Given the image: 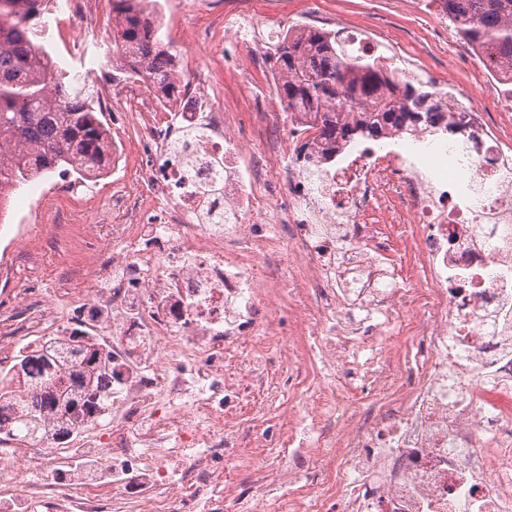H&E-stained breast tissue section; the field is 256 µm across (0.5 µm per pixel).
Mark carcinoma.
<instances>
[{
    "label": "carcinoma",
    "instance_id": "1",
    "mask_svg": "<svg viewBox=\"0 0 512 512\" xmlns=\"http://www.w3.org/2000/svg\"><path fill=\"white\" fill-rule=\"evenodd\" d=\"M49 0H0V210L12 190L60 167L103 173L112 159V136L90 105L88 89L49 70L51 52L36 19ZM112 80L143 75L166 99L180 93L176 51L161 37V19L145 0H113ZM464 43L512 57V0H442ZM277 95L286 112H304L318 128L325 150L358 138L376 139L389 131L434 126L441 116L430 105L432 86L395 81L374 57L354 56L336 36L320 29L287 31L272 55ZM343 93L366 104L355 123L336 117L332 103ZM67 381H43V397L12 396L18 416L12 430L37 442L47 439L46 417L72 418L106 410L112 395L94 402L85 386L97 365L87 346L72 347Z\"/></svg>",
    "mask_w": 512,
    "mask_h": 512
}]
</instances>
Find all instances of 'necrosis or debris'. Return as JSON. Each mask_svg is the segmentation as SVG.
<instances>
[{"label": "necrosis or debris", "instance_id": "4bbe7bcc", "mask_svg": "<svg viewBox=\"0 0 512 512\" xmlns=\"http://www.w3.org/2000/svg\"><path fill=\"white\" fill-rule=\"evenodd\" d=\"M100 0L65 52L112 107L90 51ZM123 87L137 162L84 219V176L49 194L83 265L39 269L0 299V370L44 342L93 337L112 404L36 445L0 431L9 512H512V141L484 90L442 80L467 131L392 132L324 159L272 98L246 120L204 84L176 108ZM395 227L408 277L390 269ZM322 379L287 417L241 416L280 378ZM242 448H280L275 488Z\"/></svg>", "mask_w": 512, "mask_h": 512}]
</instances>
